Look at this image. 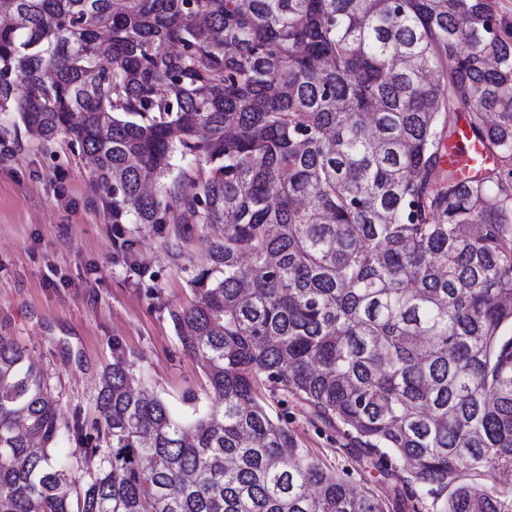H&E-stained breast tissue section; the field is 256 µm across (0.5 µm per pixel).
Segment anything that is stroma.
<instances>
[{
    "label": "stroma",
    "instance_id": "1",
    "mask_svg": "<svg viewBox=\"0 0 512 512\" xmlns=\"http://www.w3.org/2000/svg\"><path fill=\"white\" fill-rule=\"evenodd\" d=\"M188 230V249L173 260L164 246L171 225L114 223L111 193L66 139L43 146L17 113L0 112V333L50 374L61 421L77 406L98 417V377L116 342L138 354L136 372L178 415L213 403L200 361L181 351L169 318L192 301L190 270L214 237L197 224ZM189 391L195 404L183 400ZM288 420L299 447L349 470L356 487L388 491L378 470L344 452L300 409Z\"/></svg>",
    "mask_w": 512,
    "mask_h": 512
}]
</instances>
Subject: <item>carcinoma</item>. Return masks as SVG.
I'll use <instances>...</instances> for the list:
<instances>
[{"label":"carcinoma","instance_id":"cac0c4a2","mask_svg":"<svg viewBox=\"0 0 512 512\" xmlns=\"http://www.w3.org/2000/svg\"><path fill=\"white\" fill-rule=\"evenodd\" d=\"M2 7L22 25L0 28V111L67 138L112 183L114 223L175 225L176 257L182 224L222 236L169 312L216 395L190 422L116 343L100 416L63 425L0 334V512H512V21L494 0ZM462 120L495 160L466 182L441 162ZM292 404L391 493L298 447Z\"/></svg>","mask_w":512,"mask_h":512}]
</instances>
